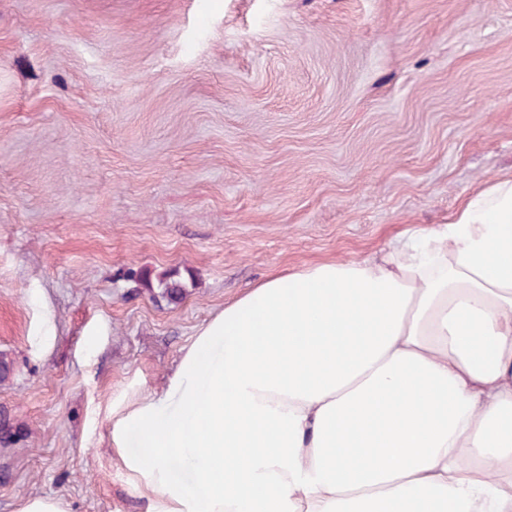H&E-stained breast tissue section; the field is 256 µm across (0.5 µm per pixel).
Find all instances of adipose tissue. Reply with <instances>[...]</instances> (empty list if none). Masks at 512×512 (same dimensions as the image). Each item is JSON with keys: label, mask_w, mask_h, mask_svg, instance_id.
<instances>
[{"label": "adipose tissue", "mask_w": 512, "mask_h": 512, "mask_svg": "<svg viewBox=\"0 0 512 512\" xmlns=\"http://www.w3.org/2000/svg\"><path fill=\"white\" fill-rule=\"evenodd\" d=\"M111 437L146 512H512V175L226 302Z\"/></svg>", "instance_id": "obj_1"}]
</instances>
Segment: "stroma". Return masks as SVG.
Masks as SVG:
<instances>
[{"instance_id": "35a3bbf8", "label": "stroma", "mask_w": 512, "mask_h": 512, "mask_svg": "<svg viewBox=\"0 0 512 512\" xmlns=\"http://www.w3.org/2000/svg\"><path fill=\"white\" fill-rule=\"evenodd\" d=\"M511 173L512 0H0V512H145L112 413L226 301ZM130 277L137 284L136 288H145L153 297H156V288L159 290L158 294L170 303H176L182 299L184 288L179 282L171 280V278H158L155 286L152 274L147 270L140 273L132 272ZM66 504L62 499L41 495H30L23 498L19 512H66Z\"/></svg>"}]
</instances>
